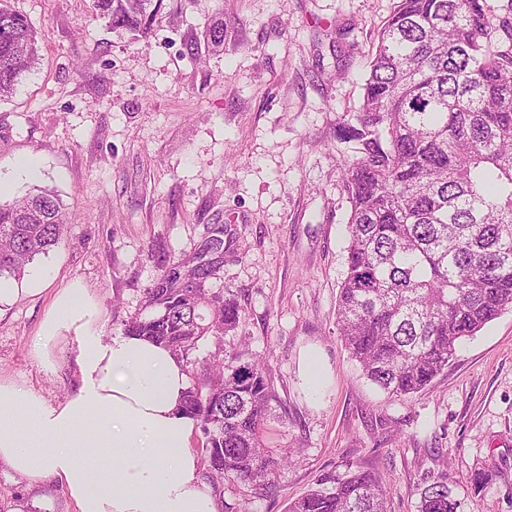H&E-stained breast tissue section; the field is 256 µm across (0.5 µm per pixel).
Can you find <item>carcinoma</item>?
<instances>
[{"mask_svg": "<svg viewBox=\"0 0 512 512\" xmlns=\"http://www.w3.org/2000/svg\"><path fill=\"white\" fill-rule=\"evenodd\" d=\"M164 0H96L114 28L152 33ZM224 49V22L206 33ZM37 32L0 0V98L33 70ZM356 143L343 185L350 206L347 270L336 326L367 378L396 397L429 386L474 336L512 309V20L483 0H398L379 30L353 122ZM66 217L52 191L0 203V278L19 277L62 240ZM215 269L176 267L154 288L157 310L125 334L145 337L186 361L198 342L238 322L237 302L210 293ZM184 413L204 437V478L216 502L224 480L267 493L284 459L261 442L272 398L261 362L232 355L202 362ZM292 501L286 512H386L387 487L356 467ZM441 473L419 489L417 512H459Z\"/></svg>", "mask_w": 512, "mask_h": 512, "instance_id": "1", "label": "carcinoma"}]
</instances>
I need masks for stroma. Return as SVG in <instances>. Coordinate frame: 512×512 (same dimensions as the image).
Returning <instances> with one entry per match:
<instances>
[{"label":"stroma","instance_id":"35a3bbf8","mask_svg":"<svg viewBox=\"0 0 512 512\" xmlns=\"http://www.w3.org/2000/svg\"><path fill=\"white\" fill-rule=\"evenodd\" d=\"M394 3L164 0L138 40L109 26L93 0H10L40 50L34 72L0 100V174L26 156L41 172L0 201L55 190L67 225L33 260L54 269L51 286L0 304V375L64 399L74 385L67 346L53 373L30 354L59 290L87 288L108 339L149 315L165 268L208 261V288L241 316L189 361L220 350L264 362L274 397L261 436L286 461L273 493L228 482L225 503L285 512L320 480L363 466L391 484L390 512H417L418 487L444 471L460 512H512V310L412 397L373 385L336 327L348 246L342 170L355 155L339 127L358 110ZM217 19L224 50L215 54L202 43ZM483 470L492 478L474 488L470 476Z\"/></svg>","mask_w":512,"mask_h":512}]
</instances>
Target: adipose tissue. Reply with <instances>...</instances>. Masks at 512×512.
Wrapping results in <instances>:
<instances>
[{"mask_svg":"<svg viewBox=\"0 0 512 512\" xmlns=\"http://www.w3.org/2000/svg\"><path fill=\"white\" fill-rule=\"evenodd\" d=\"M100 319L75 282L32 341L50 373L57 344H70L76 386L64 400L0 376V468L31 489L59 482L75 512H218L190 446L198 426L182 412V361L143 337L102 340Z\"/></svg>","mask_w":512,"mask_h":512,"instance_id":"adipose-tissue-1","label":"adipose tissue"}]
</instances>
